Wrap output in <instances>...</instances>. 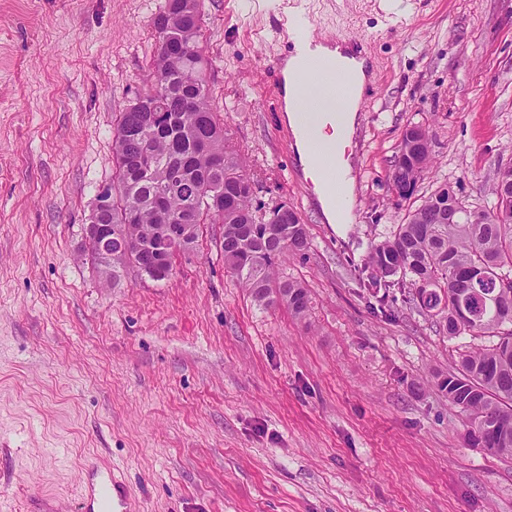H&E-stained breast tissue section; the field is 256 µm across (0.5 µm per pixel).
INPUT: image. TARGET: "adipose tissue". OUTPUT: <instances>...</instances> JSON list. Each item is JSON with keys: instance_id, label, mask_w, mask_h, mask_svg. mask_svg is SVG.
I'll use <instances>...</instances> for the list:
<instances>
[{"instance_id": "ef3b65f1", "label": "adipose tissue", "mask_w": 512, "mask_h": 512, "mask_svg": "<svg viewBox=\"0 0 512 512\" xmlns=\"http://www.w3.org/2000/svg\"><path fill=\"white\" fill-rule=\"evenodd\" d=\"M310 91L302 87L288 94V125L294 137V149L302 167L305 180L310 181L316 194V200L327 223L339 226L353 223L355 216L346 201L352 198L355 189L352 154L350 147L358 123L359 98H351L342 104L333 106L323 104L322 109L328 118L319 128L321 141L335 144L336 163L342 179L336 192H329L322 178L320 166L312 156V145L303 126L305 107L303 101Z\"/></svg>"}]
</instances>
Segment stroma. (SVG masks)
I'll use <instances>...</instances> for the list:
<instances>
[{"label":"stroma","instance_id":"stroma-1","mask_svg":"<svg viewBox=\"0 0 512 512\" xmlns=\"http://www.w3.org/2000/svg\"><path fill=\"white\" fill-rule=\"evenodd\" d=\"M300 0L319 34L366 39L352 141L356 220L326 223L265 73L285 0H201L206 80L260 213L285 204L310 246L279 263L305 319L259 308L216 224L156 282L99 275L84 251L111 183L117 112L151 84L164 0H0V512H76L88 463L129 512H512V457L470 447L433 382L448 339L404 290L371 307L366 263L439 185L468 208L512 165V0ZM423 127L431 162L397 197L394 157Z\"/></svg>","mask_w":512,"mask_h":512}]
</instances>
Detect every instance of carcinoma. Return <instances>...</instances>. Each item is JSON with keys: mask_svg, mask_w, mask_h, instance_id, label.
<instances>
[{"mask_svg": "<svg viewBox=\"0 0 512 512\" xmlns=\"http://www.w3.org/2000/svg\"><path fill=\"white\" fill-rule=\"evenodd\" d=\"M201 0H165L153 20L157 35L154 73L158 80L116 118L112 211V266L117 280L128 265L153 281L169 279L165 264L149 253L161 224H188L197 242L204 224L222 225L224 268L263 308L285 304L297 317L309 311L306 289L276 276L285 256L309 247L306 225L286 205L261 219L253 208L252 181L239 155L229 148L205 79L208 60L200 46ZM431 145L420 126L408 127L396 154L392 186L413 194L427 168ZM153 178L142 177L144 169ZM493 203L469 210L448 200V185L425 197L375 245L367 263L372 284L396 279L408 303L436 318L457 338L468 334L486 343L458 352L457 371L435 383L469 419L468 445L512 455V200L494 183Z\"/></svg>", "mask_w": 512, "mask_h": 512, "instance_id": "carcinoma-1", "label": "carcinoma"}]
</instances>
